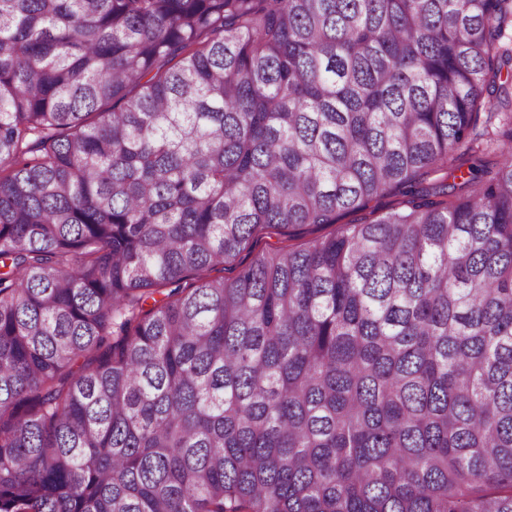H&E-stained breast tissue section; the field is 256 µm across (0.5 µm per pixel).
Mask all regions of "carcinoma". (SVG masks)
Returning a JSON list of instances; mask_svg holds the SVG:
<instances>
[{"instance_id": "cac0c4a2", "label": "carcinoma", "mask_w": 512, "mask_h": 512, "mask_svg": "<svg viewBox=\"0 0 512 512\" xmlns=\"http://www.w3.org/2000/svg\"><path fill=\"white\" fill-rule=\"evenodd\" d=\"M510 28L0 0V512H512ZM402 200L403 197L398 193L389 194L373 201L371 203V209L378 207L380 212H384L399 207L401 205ZM371 209L355 214H340L336 216V224L333 225L307 226L306 232L304 234L292 238L290 240L288 239L287 236L279 235L276 233L265 234L264 237L261 239L259 245L255 248L253 252L250 253L249 250L243 251L236 259V262L243 260L244 262L249 263L259 250L263 249L264 247H267L268 245H290L295 247L305 244L315 238L328 235L335 228L342 224H354L360 222L359 219L361 217L370 216L369 212L371 211Z\"/></svg>"}]
</instances>
